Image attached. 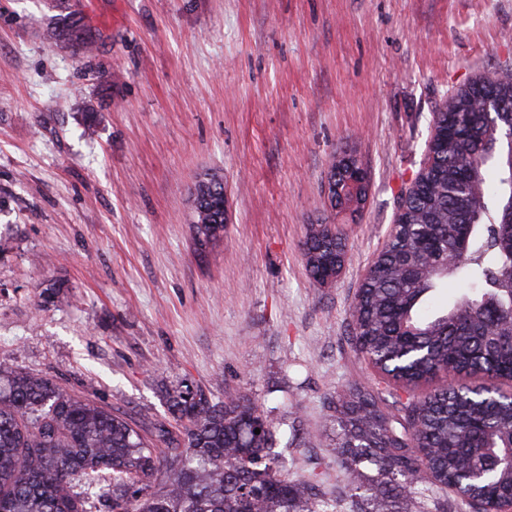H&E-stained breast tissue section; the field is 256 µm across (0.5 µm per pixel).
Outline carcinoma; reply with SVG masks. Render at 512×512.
I'll return each instance as SVG.
<instances>
[{
  "mask_svg": "<svg viewBox=\"0 0 512 512\" xmlns=\"http://www.w3.org/2000/svg\"><path fill=\"white\" fill-rule=\"evenodd\" d=\"M89 49L74 20L47 32ZM494 102L488 119L485 101ZM512 70L482 75L432 116L426 160L400 195L395 227L350 307L352 343L409 398L398 413L361 387L336 394V458L352 512H411L415 484L458 487L479 510L512 498V471L486 483L469 476L512 450V408L459 396L451 386L416 390L443 376L512 380ZM312 280L327 268L314 253L345 254L340 231L308 226ZM466 250L465 260L448 256ZM461 273L479 284L431 316L421 304ZM182 422L134 428L123 416L0 363V512H327L311 480L283 473L285 449L246 394L213 403L200 390L167 393ZM260 433H255V429ZM368 463L376 478L362 481ZM108 488L97 487L104 473Z\"/></svg>",
  "mask_w": 512,
  "mask_h": 512,
  "instance_id": "obj_1",
  "label": "carcinoma"
}]
</instances>
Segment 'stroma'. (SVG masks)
<instances>
[{"instance_id": "obj_1", "label": "stroma", "mask_w": 512, "mask_h": 512, "mask_svg": "<svg viewBox=\"0 0 512 512\" xmlns=\"http://www.w3.org/2000/svg\"><path fill=\"white\" fill-rule=\"evenodd\" d=\"M71 0H0V362L143 425L167 390L261 404L285 474L349 512L331 403L380 377L349 309L424 162L431 117L512 68V0H82L92 55L45 39ZM92 134H85V126ZM369 178L327 198L335 160ZM219 175L224 239L194 245ZM345 264L318 285L308 225ZM367 191L368 180L365 171L354 159L339 161L332 167L327 183V194L330 195L334 206L339 200L343 208L358 210L366 199ZM221 184L224 188L223 180L217 176H207L198 180L196 185H194L191 192V215L190 220L191 224H195L199 230L204 228L208 230L212 223H215V217L218 215V210H214V204L218 202L221 192H216L217 197L213 200L212 203L207 204L205 209L199 211L195 220V213L200 206V203L204 200L211 201L208 196V189L211 188L214 184ZM303 247L310 277L315 283L324 285L328 274L327 268L320 263L312 262L309 256L317 252L322 256L334 251L336 256H345V245L340 231L329 224H311L308 226Z\"/></svg>"}]
</instances>
